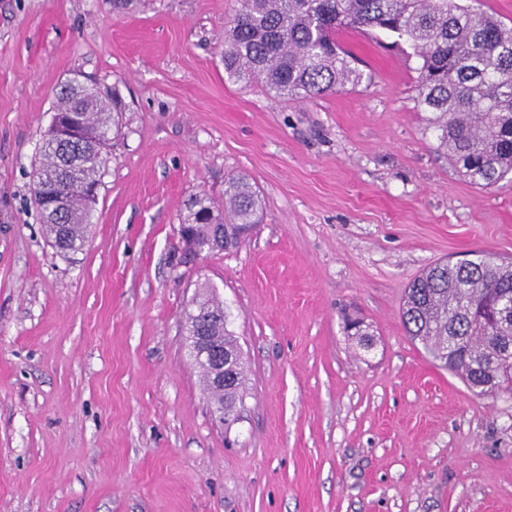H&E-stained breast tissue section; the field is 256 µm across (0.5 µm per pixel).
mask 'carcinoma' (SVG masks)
I'll use <instances>...</instances> for the list:
<instances>
[{
  "instance_id": "1",
  "label": "carcinoma",
  "mask_w": 512,
  "mask_h": 512,
  "mask_svg": "<svg viewBox=\"0 0 512 512\" xmlns=\"http://www.w3.org/2000/svg\"><path fill=\"white\" fill-rule=\"evenodd\" d=\"M346 31L381 32L413 50L420 60L418 102L427 112L437 148L448 154L459 173L480 186L512 176V26L480 8L458 0H241L224 31V71L231 78L255 79L289 100L324 96L345 84L358 85L365 74L339 35ZM91 108L85 120L94 133L111 129L114 112L124 111L117 95L104 97L93 88L77 92L60 87L53 110ZM88 162L79 146L47 142L40 151L43 184L61 191L78 184H101L106 163ZM55 248L80 249L92 210L75 199L61 214L35 198ZM261 202L245 179L226 182L224 209L204 194L191 198L182 223L203 241L223 226L236 229L259 223ZM512 300V262L479 254L466 265L439 262L415 277L405 290L401 319L412 339L466 386L482 396L512 397V318L482 319L479 308L490 295ZM190 349L197 339L238 356L224 370V387L211 384L202 368L215 408H224L230 425L243 385L240 349L227 328L224 307L208 292L198 295L185 313ZM462 343L448 358V337Z\"/></svg>"
}]
</instances>
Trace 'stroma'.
Masks as SVG:
<instances>
[{"mask_svg":"<svg viewBox=\"0 0 512 512\" xmlns=\"http://www.w3.org/2000/svg\"><path fill=\"white\" fill-rule=\"evenodd\" d=\"M239 0H0V512H512V399L407 335L429 265L512 261V184L437 151L419 63L342 34L368 81L286 101L228 78ZM128 106L82 250L32 184L77 73ZM246 177L261 222L189 255L190 196ZM241 349L224 428L183 331L202 287ZM361 318L373 346L346 329Z\"/></svg>","mask_w":512,"mask_h":512,"instance_id":"35a3bbf8","label":"stroma"}]
</instances>
